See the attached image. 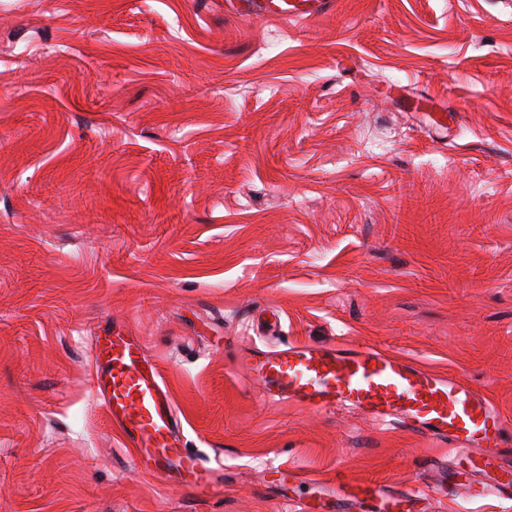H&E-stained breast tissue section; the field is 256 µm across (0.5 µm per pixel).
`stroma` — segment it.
I'll list each match as a JSON object with an SVG mask.
<instances>
[{
	"instance_id": "stroma-1",
	"label": "stroma",
	"mask_w": 512,
	"mask_h": 512,
	"mask_svg": "<svg viewBox=\"0 0 512 512\" xmlns=\"http://www.w3.org/2000/svg\"><path fill=\"white\" fill-rule=\"evenodd\" d=\"M141 337L222 488L137 470L89 380ZM374 345L512 433V0H0V512H336L353 478L469 502L485 470L361 410L272 401L242 352ZM334 0H227L226 13L240 19L262 15L279 20L308 21L331 13Z\"/></svg>"
}]
</instances>
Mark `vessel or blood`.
I'll return each instance as SVG.
<instances>
[{"instance_id": "b4317fda", "label": "vessel or blood", "mask_w": 512, "mask_h": 512, "mask_svg": "<svg viewBox=\"0 0 512 512\" xmlns=\"http://www.w3.org/2000/svg\"><path fill=\"white\" fill-rule=\"evenodd\" d=\"M335 0H227L240 19L259 15L308 21L331 13ZM91 385L112 426L141 472L162 474L181 490L202 494L222 485L219 468L185 448L182 422L164 377L140 337L124 326L98 325ZM252 384L273 399H291L318 413L342 404L379 419L394 418L417 433L451 442L456 452L480 449L484 459L503 457V417L466 382L423 368L403 356L370 346L289 344L253 351L243 360ZM469 500L512 497V470L496 469L489 480L464 483ZM374 504L377 512H411L412 496L387 495L357 482L340 483L336 508Z\"/></svg>"}]
</instances>
